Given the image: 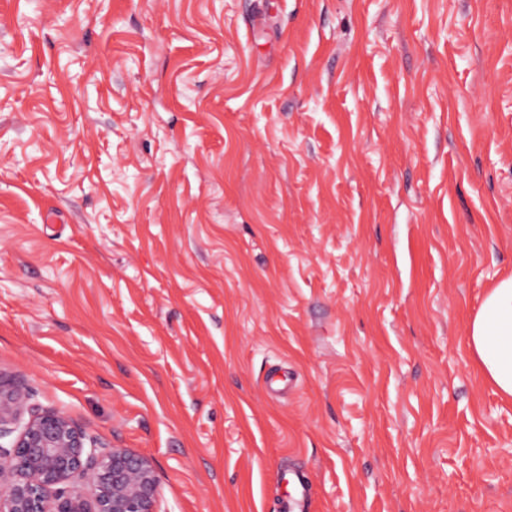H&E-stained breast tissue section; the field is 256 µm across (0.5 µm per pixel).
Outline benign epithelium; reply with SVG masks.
Returning <instances> with one entry per match:
<instances>
[{
  "instance_id": "7a95c632",
  "label": "benign epithelium",
  "mask_w": 512,
  "mask_h": 512,
  "mask_svg": "<svg viewBox=\"0 0 512 512\" xmlns=\"http://www.w3.org/2000/svg\"><path fill=\"white\" fill-rule=\"evenodd\" d=\"M153 464L0 383V512H158Z\"/></svg>"
}]
</instances>
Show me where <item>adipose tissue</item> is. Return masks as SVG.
Segmentation results:
<instances>
[{
  "label": "adipose tissue",
  "instance_id": "obj_1",
  "mask_svg": "<svg viewBox=\"0 0 512 512\" xmlns=\"http://www.w3.org/2000/svg\"><path fill=\"white\" fill-rule=\"evenodd\" d=\"M469 344L485 376L512 397V276L487 293L469 327Z\"/></svg>",
  "mask_w": 512,
  "mask_h": 512
}]
</instances>
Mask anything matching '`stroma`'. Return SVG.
I'll use <instances>...</instances> for the list:
<instances>
[{
    "mask_svg": "<svg viewBox=\"0 0 512 512\" xmlns=\"http://www.w3.org/2000/svg\"><path fill=\"white\" fill-rule=\"evenodd\" d=\"M509 275L512 0H0V379L160 512H512ZM469 344L485 376L512 397V276L487 293L469 327Z\"/></svg>",
    "mask_w": 512,
    "mask_h": 512,
    "instance_id": "1",
    "label": "stroma"
}]
</instances>
